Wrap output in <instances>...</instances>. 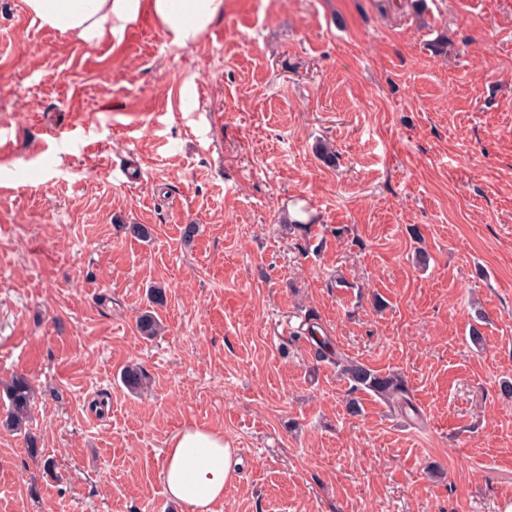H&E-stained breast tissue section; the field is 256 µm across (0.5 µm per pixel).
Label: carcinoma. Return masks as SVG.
I'll list each match as a JSON object with an SVG mask.
<instances>
[{
    "label": "carcinoma",
    "mask_w": 512,
    "mask_h": 512,
    "mask_svg": "<svg viewBox=\"0 0 512 512\" xmlns=\"http://www.w3.org/2000/svg\"><path fill=\"white\" fill-rule=\"evenodd\" d=\"M150 298L152 309L143 311L136 320L138 332L147 339L160 333L156 308L165 306L166 290L155 287L151 289ZM327 346L326 342L321 344L320 358H326L336 366L349 381L351 392L369 390L390 407L401 410L413 408L407 383L400 374L375 372L336 350L329 351ZM122 380L128 389L138 391L145 384L146 373L138 366L129 367L123 372ZM3 393L8 400V409L0 425L8 430H20L31 414L34 398L32 386L26 376L19 374L4 385Z\"/></svg>",
    "instance_id": "carcinoma-1"
}]
</instances>
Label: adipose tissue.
I'll return each instance as SVG.
<instances>
[{"instance_id": "1", "label": "adipose tissue", "mask_w": 512, "mask_h": 512, "mask_svg": "<svg viewBox=\"0 0 512 512\" xmlns=\"http://www.w3.org/2000/svg\"><path fill=\"white\" fill-rule=\"evenodd\" d=\"M43 23L83 42L110 38L119 23L135 19L141 0H26ZM151 12L173 44L194 42L224 11V0H150ZM162 479L184 512H211L238 479L234 450L222 432L184 427L167 442Z\"/></svg>"}]
</instances>
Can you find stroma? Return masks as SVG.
Wrapping results in <instances>:
<instances>
[{
    "instance_id": "obj_1",
    "label": "stroma",
    "mask_w": 512,
    "mask_h": 512,
    "mask_svg": "<svg viewBox=\"0 0 512 512\" xmlns=\"http://www.w3.org/2000/svg\"><path fill=\"white\" fill-rule=\"evenodd\" d=\"M4 155L0 381L35 401L0 512H182L193 424L239 462L213 512L512 505V0H224L184 47L145 7L87 44L0 0ZM322 339L413 410L351 414ZM152 310L143 311L136 320L138 332L147 339L154 338L160 333L161 325L155 307H164L167 302L165 288L155 287L151 289Z\"/></svg>"
}]
</instances>
